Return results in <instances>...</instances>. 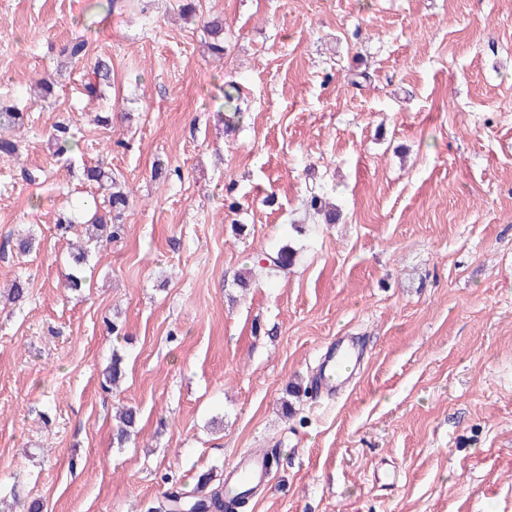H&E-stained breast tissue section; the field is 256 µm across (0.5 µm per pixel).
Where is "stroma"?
Returning a JSON list of instances; mask_svg holds the SVG:
<instances>
[{"label": "stroma", "mask_w": 512, "mask_h": 512, "mask_svg": "<svg viewBox=\"0 0 512 512\" xmlns=\"http://www.w3.org/2000/svg\"><path fill=\"white\" fill-rule=\"evenodd\" d=\"M196 4L186 20L181 0H0V107L24 114L0 157V292L28 283L0 302V502L147 512L273 450L249 512H512V0ZM76 38L112 68L98 97L65 60ZM101 160L130 195L124 231L71 292L84 232L55 223ZM286 244L288 271L258 264ZM340 336L363 360L311 398ZM116 350L126 378L106 389ZM124 405L138 425L119 448ZM50 147L55 156L62 158L70 154L78 144L76 133L67 119H58L51 126Z\"/></svg>", "instance_id": "obj_1"}]
</instances>
